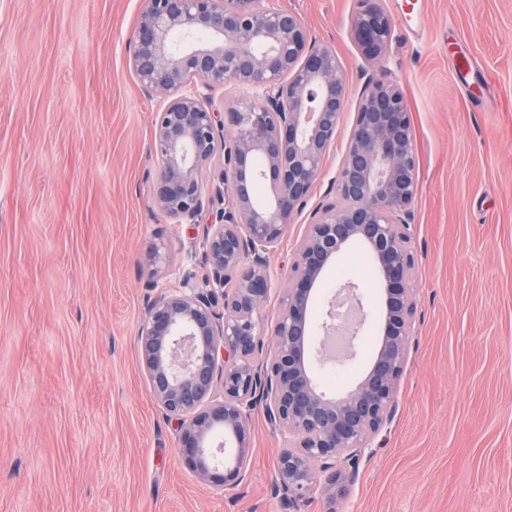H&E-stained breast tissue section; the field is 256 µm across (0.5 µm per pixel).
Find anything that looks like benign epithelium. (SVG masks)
<instances>
[{"label": "benign epithelium", "mask_w": 512, "mask_h": 512, "mask_svg": "<svg viewBox=\"0 0 512 512\" xmlns=\"http://www.w3.org/2000/svg\"><path fill=\"white\" fill-rule=\"evenodd\" d=\"M358 4L351 37L366 58L380 60L394 20L382 0ZM129 63L143 89L163 98L153 122L158 208L179 224L198 223L214 203L204 170L218 155L227 192L219 223L203 229L205 286L195 268H184L179 287L147 304L138 340L152 397L177 425L184 464L224 490L240 483L251 411L263 405L288 435L276 488L301 501L318 472H332L336 483L342 463L384 429L407 358L417 167L407 100L382 79L355 100L336 201L307 225L267 326L259 312L270 292L269 255L320 179L353 101L335 49L313 39L296 14L261 0H143ZM227 85L251 96L219 110L211 93ZM265 180L272 197L257 204L254 189ZM350 246L365 250L380 284V342L355 384L331 395L318 374L354 360L367 314L352 283L334 289L319 325L309 312L316 285ZM219 433L235 443L224 462L210 448Z\"/></svg>", "instance_id": "7a95c632"}]
</instances>
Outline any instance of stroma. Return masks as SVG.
Wrapping results in <instances>:
<instances>
[{"instance_id":"35a3bbf8","label":"stroma","mask_w":512,"mask_h":512,"mask_svg":"<svg viewBox=\"0 0 512 512\" xmlns=\"http://www.w3.org/2000/svg\"><path fill=\"white\" fill-rule=\"evenodd\" d=\"M332 45L353 92L396 82L417 153L411 208L416 311L383 431L345 462L352 482L298 506L275 484L285 437L251 413L235 491L184 465L155 403L138 334L158 287L202 236L154 200L158 96L129 66L141 0H0V512H512V0H383L381 61L350 34L357 0H270ZM354 120L270 259L274 322L294 252ZM159 251L162 261L147 257ZM344 249L310 314L354 283L368 319L357 356L319 375L340 392L379 340V283Z\"/></svg>"}]
</instances>
